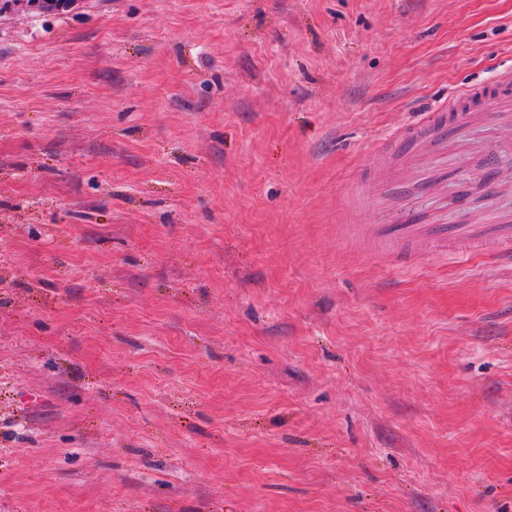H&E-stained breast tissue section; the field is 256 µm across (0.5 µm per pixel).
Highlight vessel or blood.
<instances>
[{
	"mask_svg": "<svg viewBox=\"0 0 512 512\" xmlns=\"http://www.w3.org/2000/svg\"><path fill=\"white\" fill-rule=\"evenodd\" d=\"M512 109V71L501 73L493 85H473L429 111L422 121L397 129L379 144L374 157L394 163L412 156L441 158L448 144L449 129H461L472 112H493L503 115ZM448 178L447 169H430L410 182L389 183V191L399 198L428 188L430 183ZM374 248L389 257L397 267H408L420 259L425 245L445 248L461 237L481 246L493 255L512 256V225L510 224H431L421 225L413 212L401 213L390 224H367L357 229Z\"/></svg>",
	"mask_w": 512,
	"mask_h": 512,
	"instance_id": "b4317fda",
	"label": "vessel or blood"
}]
</instances>
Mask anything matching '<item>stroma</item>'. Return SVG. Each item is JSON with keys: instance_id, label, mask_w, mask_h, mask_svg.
<instances>
[{"instance_id": "obj_1", "label": "stroma", "mask_w": 512, "mask_h": 512, "mask_svg": "<svg viewBox=\"0 0 512 512\" xmlns=\"http://www.w3.org/2000/svg\"><path fill=\"white\" fill-rule=\"evenodd\" d=\"M512 70V0L0 13V512H512V262L394 268L376 142ZM410 201L512 215V124Z\"/></svg>"}]
</instances>
